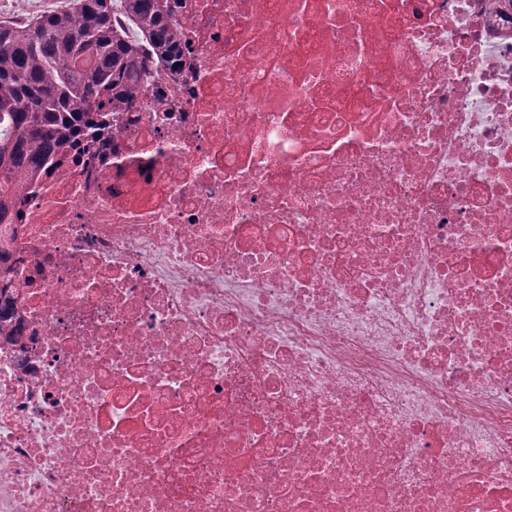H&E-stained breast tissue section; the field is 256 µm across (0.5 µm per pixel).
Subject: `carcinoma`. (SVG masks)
Returning a JSON list of instances; mask_svg holds the SVG:
<instances>
[{"mask_svg":"<svg viewBox=\"0 0 512 512\" xmlns=\"http://www.w3.org/2000/svg\"><path fill=\"white\" fill-rule=\"evenodd\" d=\"M113 0H63L26 23L0 18V219L14 177L131 108L149 55L177 57L176 0H121L144 44L112 25Z\"/></svg>","mask_w":512,"mask_h":512,"instance_id":"cac0c4a2","label":"carcinoma"}]
</instances>
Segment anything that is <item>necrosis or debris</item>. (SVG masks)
<instances>
[{
    "label": "necrosis or debris",
    "instance_id": "obj_1",
    "mask_svg": "<svg viewBox=\"0 0 512 512\" xmlns=\"http://www.w3.org/2000/svg\"><path fill=\"white\" fill-rule=\"evenodd\" d=\"M177 20L0 225V512H512V13Z\"/></svg>",
    "mask_w": 512,
    "mask_h": 512
}]
</instances>
